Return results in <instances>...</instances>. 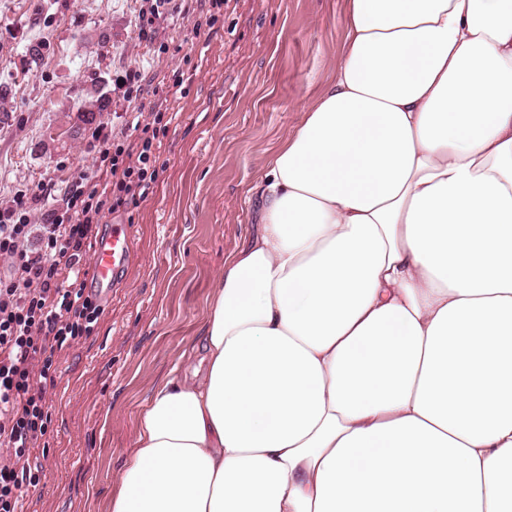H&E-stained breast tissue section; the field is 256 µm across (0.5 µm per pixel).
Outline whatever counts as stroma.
<instances>
[{"label":"stroma","mask_w":512,"mask_h":512,"mask_svg":"<svg viewBox=\"0 0 512 512\" xmlns=\"http://www.w3.org/2000/svg\"><path fill=\"white\" fill-rule=\"evenodd\" d=\"M344 41L345 0H224L212 23L195 0H0V202L54 182L33 223L63 208L74 176L96 172L92 129L77 120L91 84L108 98L97 122L113 124L131 73L148 108L163 79H183L148 197L112 216L133 227L132 259L93 334L59 359L22 512H107L152 389L199 343L224 259L258 222L252 188Z\"/></svg>","instance_id":"1"}]
</instances>
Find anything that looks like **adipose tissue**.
Segmentation results:
<instances>
[{
    "label": "adipose tissue",
    "mask_w": 512,
    "mask_h": 512,
    "mask_svg": "<svg viewBox=\"0 0 512 512\" xmlns=\"http://www.w3.org/2000/svg\"><path fill=\"white\" fill-rule=\"evenodd\" d=\"M345 13L109 512H512V0Z\"/></svg>",
    "instance_id": "obj_1"
}]
</instances>
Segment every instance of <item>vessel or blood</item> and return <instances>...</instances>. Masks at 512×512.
Wrapping results in <instances>:
<instances>
[{
	"instance_id": "obj_1",
	"label": "vessel or blood",
	"mask_w": 512,
	"mask_h": 512,
	"mask_svg": "<svg viewBox=\"0 0 512 512\" xmlns=\"http://www.w3.org/2000/svg\"><path fill=\"white\" fill-rule=\"evenodd\" d=\"M131 256L132 238L129 226L109 224L94 244V288L101 293L111 292L122 280Z\"/></svg>"
}]
</instances>
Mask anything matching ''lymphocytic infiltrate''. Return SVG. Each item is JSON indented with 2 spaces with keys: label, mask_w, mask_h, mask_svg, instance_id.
I'll list each match as a JSON object with an SVG mask.
<instances>
[{
  "label": "lymphocytic infiltrate",
  "mask_w": 512,
  "mask_h": 512,
  "mask_svg": "<svg viewBox=\"0 0 512 512\" xmlns=\"http://www.w3.org/2000/svg\"><path fill=\"white\" fill-rule=\"evenodd\" d=\"M127 102L120 119L137 141L121 140L108 123L93 131L108 181L78 174L64 208L37 228L31 217L52 185L0 208V259L8 266L0 275V512H19L23 489L34 482L30 452L50 422L58 352L90 336L102 313L82 261L113 213L147 197L160 158L151 125L177 117L166 108L145 116L133 95Z\"/></svg>",
  "instance_id": "obj_1"
}]
</instances>
